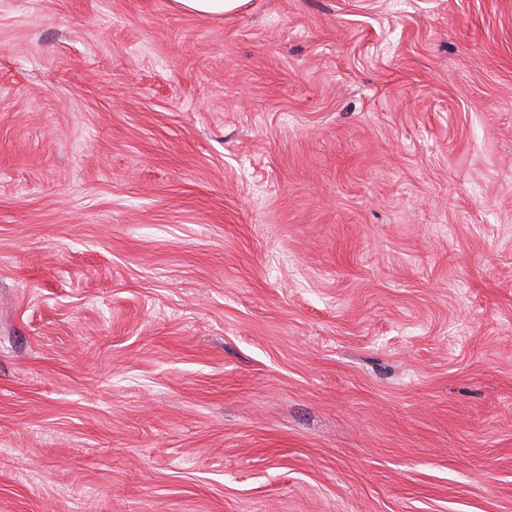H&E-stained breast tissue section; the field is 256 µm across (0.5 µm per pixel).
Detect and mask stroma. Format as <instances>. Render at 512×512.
Returning <instances> with one entry per match:
<instances>
[{
	"label": "stroma",
	"mask_w": 512,
	"mask_h": 512,
	"mask_svg": "<svg viewBox=\"0 0 512 512\" xmlns=\"http://www.w3.org/2000/svg\"><path fill=\"white\" fill-rule=\"evenodd\" d=\"M0 512H512V0H0ZM183 10L205 16H221L242 7L247 0H175Z\"/></svg>",
	"instance_id": "1"
}]
</instances>
